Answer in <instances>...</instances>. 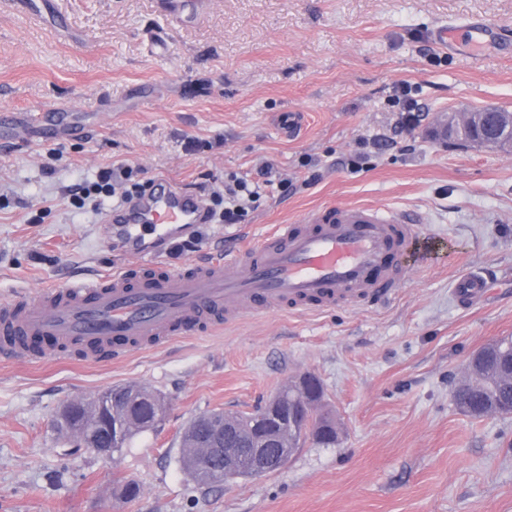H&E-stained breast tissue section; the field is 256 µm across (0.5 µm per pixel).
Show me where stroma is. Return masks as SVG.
I'll return each mask as SVG.
<instances>
[{
    "label": "stroma",
    "instance_id": "1",
    "mask_svg": "<svg viewBox=\"0 0 512 512\" xmlns=\"http://www.w3.org/2000/svg\"><path fill=\"white\" fill-rule=\"evenodd\" d=\"M27 2L0 0V113L66 109L84 133L0 134V304L146 265L104 238L112 199L69 202L119 164L202 194L265 165L287 180L245 223L181 237L163 254L174 268L348 204L418 215L423 249L398 256L406 277L385 301L246 312L96 362L47 339L46 360L0 358V512H512V416L470 418L451 394L473 352L512 337V153L431 134L449 112H512V0H55L52 16ZM475 18L501 36L482 58L435 41ZM402 82L423 108L411 129ZM469 272L489 287L463 304ZM302 373L324 387L336 446L197 487L179 463L188 423L254 411ZM122 384L166 396L159 430L105 460L54 429L67 400ZM130 480L128 502L116 490Z\"/></svg>",
    "mask_w": 512,
    "mask_h": 512
}]
</instances>
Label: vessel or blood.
Segmentation results:
<instances>
[{"label":"vessel or blood","instance_id":"obj_1","mask_svg":"<svg viewBox=\"0 0 512 512\" xmlns=\"http://www.w3.org/2000/svg\"><path fill=\"white\" fill-rule=\"evenodd\" d=\"M203 201L162 179L136 207L105 218L129 252L201 223ZM416 216L373 205L326 208L300 224H278L259 241L173 268L150 266L94 275L0 306V354L38 359L32 339L77 348L99 360L136 347L197 335L254 310L324 311L392 295L406 271L396 255L419 248Z\"/></svg>","mask_w":512,"mask_h":512}]
</instances>
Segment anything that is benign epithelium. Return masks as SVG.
Instances as JSON below:
<instances>
[{"label": "benign epithelium", "instance_id": "1", "mask_svg": "<svg viewBox=\"0 0 512 512\" xmlns=\"http://www.w3.org/2000/svg\"><path fill=\"white\" fill-rule=\"evenodd\" d=\"M440 133L462 136L486 148L512 150V112L485 108L474 112H457L440 127ZM97 407L94 424L81 418L88 402ZM313 401L306 387V376L301 375L268 398L264 425L246 424L236 416H224V426L210 425L207 416L195 419L203 439L205 457L199 468L209 474L214 465L229 468L244 461L249 463L253 477L279 470L288 463L292 449L284 447L289 439L319 437L300 419L299 412L308 411ZM151 402V395L143 388L126 389L118 394L107 393L93 400L77 396L68 401L55 417L56 426L65 428L83 448H91L102 459H110L120 452L126 436L125 425L142 420L145 428L157 426L167 413V405L157 403L147 416H136L134 409Z\"/></svg>", "mask_w": 512, "mask_h": 512}]
</instances>
